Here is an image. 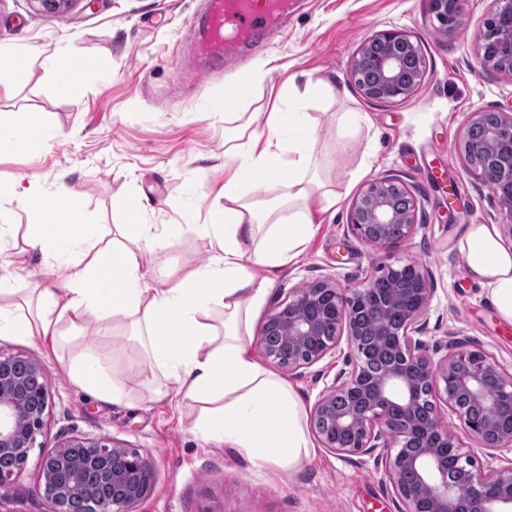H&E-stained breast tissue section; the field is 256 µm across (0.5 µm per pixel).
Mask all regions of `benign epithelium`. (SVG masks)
Returning a JSON list of instances; mask_svg holds the SVG:
<instances>
[{"instance_id": "benign-epithelium-1", "label": "benign epithelium", "mask_w": 512, "mask_h": 512, "mask_svg": "<svg viewBox=\"0 0 512 512\" xmlns=\"http://www.w3.org/2000/svg\"><path fill=\"white\" fill-rule=\"evenodd\" d=\"M47 17L66 11L76 0H32ZM486 25L494 36L482 41V62L512 78V0H492ZM443 20L459 17L464 0H430ZM351 80L375 101L397 102L421 86L426 64L419 44L400 28L380 30L365 38L348 63ZM488 112L475 113L459 143L474 177L496 196L506 220H512V113L495 111L488 135L503 142L506 152L482 151L471 130ZM400 182L395 175L371 180L353 199L349 225L365 244L387 249L396 239L387 230L402 226L410 236L418 221L415 195L404 189V202L389 194ZM434 284L415 262L385 263L363 284L342 287L319 280L288 289V298L268 314L259 345L263 355L290 371L322 359L346 341L352 369L340 372L314 406L312 421L323 447L339 455H377L393 485L400 512H512V465L484 473L460 437L448 431L442 408L454 413L477 448L497 449L512 443V425L503 428L498 411L512 403V373L491 356L473 350L462 339L436 361L419 334ZM400 316L396 325L379 320L382 312ZM383 368L371 372L373 362ZM44 365L21 355L0 356V455L16 461L0 481L26 467L43 427L50 400L46 385L31 379ZM479 404L474 418L460 397ZM455 459L469 472L468 495L448 482V462ZM47 512H60L61 498L73 483L83 485L88 512H133L149 491L151 460L138 451L108 445L105 439L74 438L38 459Z\"/></svg>"}]
</instances>
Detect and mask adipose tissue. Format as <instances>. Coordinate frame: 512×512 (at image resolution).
<instances>
[{
    "mask_svg": "<svg viewBox=\"0 0 512 512\" xmlns=\"http://www.w3.org/2000/svg\"><path fill=\"white\" fill-rule=\"evenodd\" d=\"M335 98L328 81H292L270 112L245 117L252 130L224 150V206L199 231L209 241V261L173 285L146 278L144 257L165 248L166 238L141 223L138 204L128 206L126 223L107 240L78 223L73 189L48 195L35 186H0V196H20L29 219L13 261H0V335L67 350L70 381L119 405L126 385L103 365L96 346L116 330L128 331V373H151L155 399L173 395L194 408L195 434L256 467L290 469L308 459L313 443L301 401L254 348V324L270 282L253 269L278 270L306 250L319 229L312 198L327 210L340 201L316 153L307 110L311 100ZM458 248L470 277L512 322V246L498 226L468 225ZM33 252L52 265L56 287H16L8 268L25 264ZM74 256L82 272L73 271ZM217 309L224 313L218 324L212 319Z\"/></svg>",
    "mask_w": 512,
    "mask_h": 512,
    "instance_id": "ef3b65f1",
    "label": "adipose tissue"
}]
</instances>
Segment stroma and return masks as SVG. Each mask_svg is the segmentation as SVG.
<instances>
[{
    "label": "stroma",
    "instance_id": "obj_1",
    "mask_svg": "<svg viewBox=\"0 0 512 512\" xmlns=\"http://www.w3.org/2000/svg\"><path fill=\"white\" fill-rule=\"evenodd\" d=\"M279 33L246 64L226 60L204 76L189 61L204 36L203 0H78L53 17L30 0H0V47L36 46L24 58L25 82L0 84V111L34 112L42 136L24 153L0 142V184L37 182L80 194V223L98 234L124 223L125 206L141 203L142 221L170 226L164 250L147 255L150 280L175 282L206 263L209 253L195 232L223 204L226 139L237 132L218 109L241 70L267 63L262 82L251 83L250 100L277 92L289 75L328 80L334 103L312 102L316 150L344 199L327 213L298 260L274 273L262 314L291 287L327 279L353 286L376 266L414 261L431 275L435 292L422 334L438 356L453 339L469 340L512 373V329L486 290L468 275L458 241L467 225L495 224L499 205L469 172L458 141L475 112L512 110V80L484 70L478 55L491 0H466L460 30L443 31L429 0H289ZM398 27L409 32L426 57L418 91L395 103L363 97L347 62L361 41ZM75 46L89 57L111 59L106 71L91 70L79 91L59 90L45 51ZM368 114L372 129L348 131L346 157H338L337 117ZM371 157L367 177L355 171ZM395 174L420 205V224L390 251L363 243L348 224L349 206L367 179ZM0 353L41 361L50 384L43 429L24 471L0 484V512H45L37 458L74 437L105 438L149 457L153 485L135 512H399L401 502L382 465L367 456L345 458L316 446L314 456L292 471L250 468L190 431L186 409L151 402L143 379L128 380L132 403L97 401L69 380L63 361L39 341L0 335ZM349 367L339 345L318 362L287 373L306 411Z\"/></svg>",
    "mask_w": 512,
    "mask_h": 512
}]
</instances>
